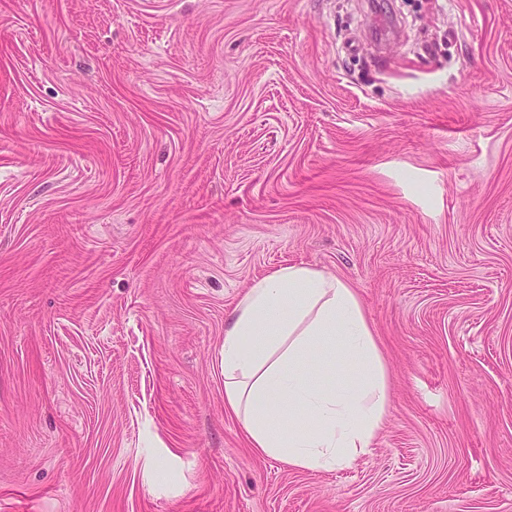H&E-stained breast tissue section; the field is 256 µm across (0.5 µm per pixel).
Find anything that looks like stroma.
Here are the masks:
<instances>
[{
    "label": "stroma",
    "instance_id": "35a3bbf8",
    "mask_svg": "<svg viewBox=\"0 0 512 512\" xmlns=\"http://www.w3.org/2000/svg\"><path fill=\"white\" fill-rule=\"evenodd\" d=\"M291 264L388 369L347 468L224 409ZM0 512H512V0H0Z\"/></svg>",
    "mask_w": 512,
    "mask_h": 512
}]
</instances>
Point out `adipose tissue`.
I'll return each mask as SVG.
<instances>
[{"label": "adipose tissue", "mask_w": 512, "mask_h": 512, "mask_svg": "<svg viewBox=\"0 0 512 512\" xmlns=\"http://www.w3.org/2000/svg\"><path fill=\"white\" fill-rule=\"evenodd\" d=\"M341 368L348 375L338 383ZM388 402L386 366L355 288L295 264L250 282L224 329V407L256 453L300 470L350 466L372 447Z\"/></svg>", "instance_id": "obj_1"}]
</instances>
